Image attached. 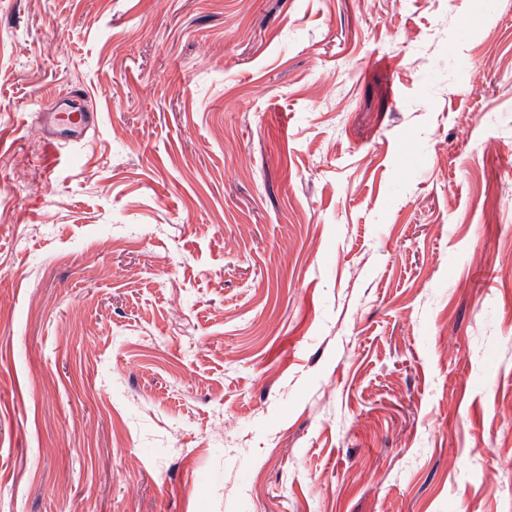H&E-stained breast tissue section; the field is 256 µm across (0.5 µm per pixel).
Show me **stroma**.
<instances>
[{
  "label": "stroma",
  "mask_w": 512,
  "mask_h": 512,
  "mask_svg": "<svg viewBox=\"0 0 512 512\" xmlns=\"http://www.w3.org/2000/svg\"><path fill=\"white\" fill-rule=\"evenodd\" d=\"M0 512H512V0H0ZM55 106L50 112L45 113L44 128L47 132V139L58 145L61 138L57 136V131L62 129L70 133V138L74 141H82L93 131L98 124V112L82 106H74L69 102H63ZM57 106V107H56Z\"/></svg>",
  "instance_id": "1"
}]
</instances>
